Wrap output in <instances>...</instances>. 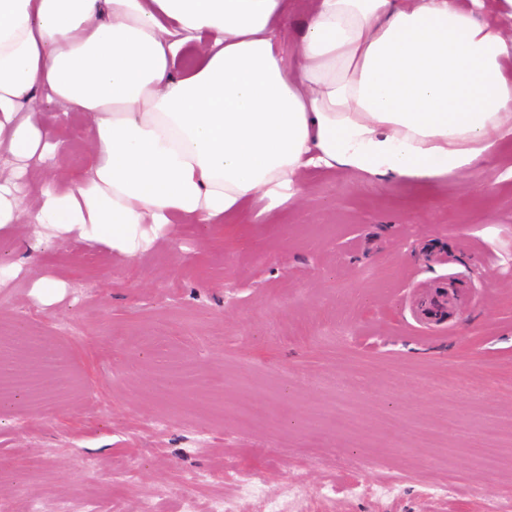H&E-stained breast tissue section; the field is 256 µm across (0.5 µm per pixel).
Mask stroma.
<instances>
[{
  "label": "stroma",
  "instance_id": "1",
  "mask_svg": "<svg viewBox=\"0 0 512 512\" xmlns=\"http://www.w3.org/2000/svg\"><path fill=\"white\" fill-rule=\"evenodd\" d=\"M70 148L28 192L89 164V125L39 100ZM301 202L251 200L247 224L175 219L133 256L77 234L0 230V335L47 337L58 361L0 397V502L46 512H177L236 479L289 512H485L512 498V139L432 183L309 168ZM58 282L55 296L39 288ZM455 301L427 323L439 283ZM175 377L156 387L159 373ZM345 406L355 425L329 409ZM496 433L501 461L469 446ZM406 475L403 492L369 491ZM360 479L364 493L349 490Z\"/></svg>",
  "mask_w": 512,
  "mask_h": 512
}]
</instances>
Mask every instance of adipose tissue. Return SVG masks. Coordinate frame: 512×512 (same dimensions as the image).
Listing matches in <instances>:
<instances>
[{
  "label": "adipose tissue",
  "instance_id": "adipose-tissue-1",
  "mask_svg": "<svg viewBox=\"0 0 512 512\" xmlns=\"http://www.w3.org/2000/svg\"><path fill=\"white\" fill-rule=\"evenodd\" d=\"M0 0V229L26 222L133 256L173 216L218 224L300 201L306 167L429 181L512 136V40L483 0ZM83 113L94 161L28 195L54 159L34 104ZM303 20L304 14L298 8L293 9V11L288 14V20L280 36V49L286 60H288V57L294 50L296 35L303 25Z\"/></svg>",
  "mask_w": 512,
  "mask_h": 512
}]
</instances>
